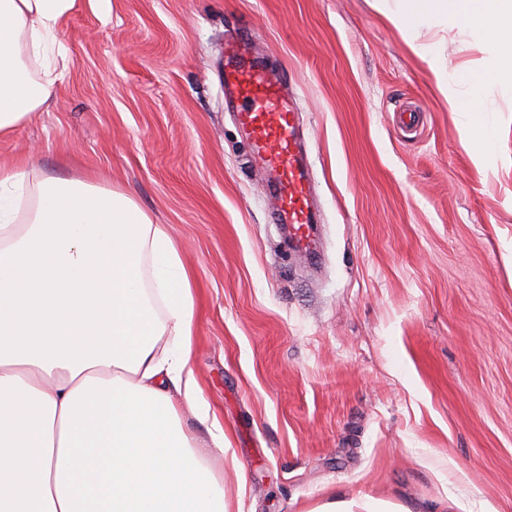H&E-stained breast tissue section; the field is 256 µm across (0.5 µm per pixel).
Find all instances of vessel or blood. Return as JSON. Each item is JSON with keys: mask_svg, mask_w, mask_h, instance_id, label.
I'll list each match as a JSON object with an SVG mask.
<instances>
[{"mask_svg": "<svg viewBox=\"0 0 512 512\" xmlns=\"http://www.w3.org/2000/svg\"><path fill=\"white\" fill-rule=\"evenodd\" d=\"M224 57V95L247 131L252 156L262 162L268 175L275 218L287 220L299 251L314 252V179L304 159L306 149L297 137L294 105L285 98L278 75L253 57L248 33L227 40Z\"/></svg>", "mask_w": 512, "mask_h": 512, "instance_id": "vessel-or-blood-1", "label": "vessel or blood"}]
</instances>
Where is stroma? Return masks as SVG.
Listing matches in <instances>:
<instances>
[{
  "instance_id": "35a3bbf8",
  "label": "stroma",
  "mask_w": 512,
  "mask_h": 512,
  "mask_svg": "<svg viewBox=\"0 0 512 512\" xmlns=\"http://www.w3.org/2000/svg\"><path fill=\"white\" fill-rule=\"evenodd\" d=\"M243 31L297 105L315 265L271 222L224 102V38ZM420 40L461 73L482 56L456 27ZM48 61L32 69L55 94L0 162L125 192L174 241L230 512H512V87L484 88L481 174L372 0H75ZM354 508L357 509L356 512H395L396 510H391L388 506L376 502L369 501L366 499H359L358 501L344 502V501H336L330 500L324 502L318 506H316L312 512H355Z\"/></svg>"
}]
</instances>
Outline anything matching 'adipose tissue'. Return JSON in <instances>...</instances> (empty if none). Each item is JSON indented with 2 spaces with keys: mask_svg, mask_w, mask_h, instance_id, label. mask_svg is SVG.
Returning a JSON list of instances; mask_svg holds the SVG:
<instances>
[{
  "mask_svg": "<svg viewBox=\"0 0 512 512\" xmlns=\"http://www.w3.org/2000/svg\"><path fill=\"white\" fill-rule=\"evenodd\" d=\"M75 0H0V136L50 101L31 56ZM425 60L470 157L491 164L487 79L512 85V0H374ZM479 32L467 78L422 30ZM164 316H157L156 303ZM195 305L178 250L124 192L83 177L31 181L0 163V512H228L224 485L179 411L200 423L191 367ZM175 337L159 350L162 335Z\"/></svg>",
  "mask_w": 512,
  "mask_h": 512,
  "instance_id": "adipose-tissue-1",
  "label": "adipose tissue"
}]
</instances>
